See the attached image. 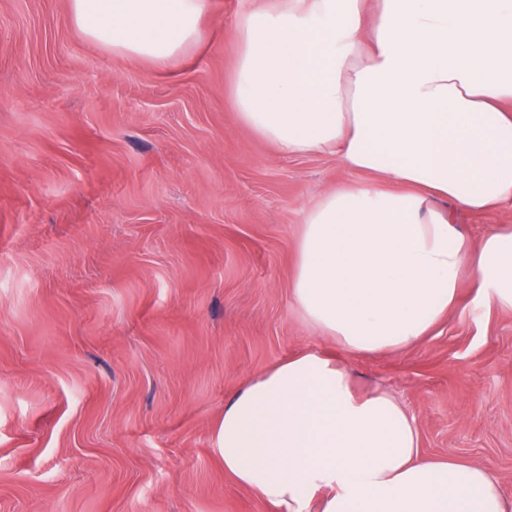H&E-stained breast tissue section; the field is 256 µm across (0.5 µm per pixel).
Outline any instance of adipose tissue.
Segmentation results:
<instances>
[{"instance_id": "obj_1", "label": "adipose tissue", "mask_w": 512, "mask_h": 512, "mask_svg": "<svg viewBox=\"0 0 512 512\" xmlns=\"http://www.w3.org/2000/svg\"><path fill=\"white\" fill-rule=\"evenodd\" d=\"M375 3L373 22L366 5ZM206 0H70L113 52L176 68ZM227 102L285 156L351 181L302 218L289 290L334 357L290 356L224 404V473L275 512H512L479 465L423 456L414 416L350 360L418 344L478 300L512 310V225L472 240L435 207L512 206V0H270L236 21Z\"/></svg>"}]
</instances>
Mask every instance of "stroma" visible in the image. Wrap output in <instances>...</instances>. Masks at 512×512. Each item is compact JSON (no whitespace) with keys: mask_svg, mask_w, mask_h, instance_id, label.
<instances>
[{"mask_svg":"<svg viewBox=\"0 0 512 512\" xmlns=\"http://www.w3.org/2000/svg\"><path fill=\"white\" fill-rule=\"evenodd\" d=\"M256 5L208 0L168 70L84 38L69 0H0V512H270L224 474V402L334 350L288 283L304 210L348 175L227 106ZM436 207L476 239L512 224ZM350 366L414 415L423 455L512 498V310L472 277L419 344Z\"/></svg>","mask_w":512,"mask_h":512,"instance_id":"1","label":"stroma"}]
</instances>
